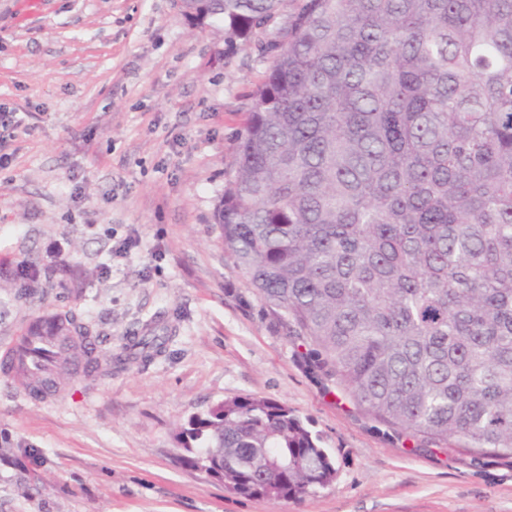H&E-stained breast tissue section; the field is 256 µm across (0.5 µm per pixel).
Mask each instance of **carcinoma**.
I'll use <instances>...</instances> for the list:
<instances>
[{
	"mask_svg": "<svg viewBox=\"0 0 512 512\" xmlns=\"http://www.w3.org/2000/svg\"><path fill=\"white\" fill-rule=\"evenodd\" d=\"M280 2L176 6L246 41ZM291 2L213 209L232 269L368 414L511 459L512 0ZM179 438L242 496L336 476L265 398L226 400Z\"/></svg>",
	"mask_w": 512,
	"mask_h": 512,
	"instance_id": "cac0c4a2",
	"label": "carcinoma"
}]
</instances>
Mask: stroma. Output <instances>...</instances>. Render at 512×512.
<instances>
[{"instance_id": "stroma-1", "label": "stroma", "mask_w": 512, "mask_h": 512, "mask_svg": "<svg viewBox=\"0 0 512 512\" xmlns=\"http://www.w3.org/2000/svg\"><path fill=\"white\" fill-rule=\"evenodd\" d=\"M289 10L243 46L173 0H0V349L44 313L98 344L51 402L0 374V512H512V460L410 436L309 373L217 240ZM149 326L161 354L104 373ZM234 397L288 405L331 486L235 496L193 467L177 433Z\"/></svg>"}]
</instances>
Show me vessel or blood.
I'll return each mask as SVG.
<instances>
[{"label":"vessel or blood","instance_id":"b4317fda","mask_svg":"<svg viewBox=\"0 0 512 512\" xmlns=\"http://www.w3.org/2000/svg\"><path fill=\"white\" fill-rule=\"evenodd\" d=\"M97 350V343L73 339L65 330L59 315L49 314L36 326L25 325L13 341L0 351L6 375L14 380L26 375L40 378L41 396L55 393L62 367L80 369L85 359Z\"/></svg>","mask_w":512,"mask_h":512}]
</instances>
